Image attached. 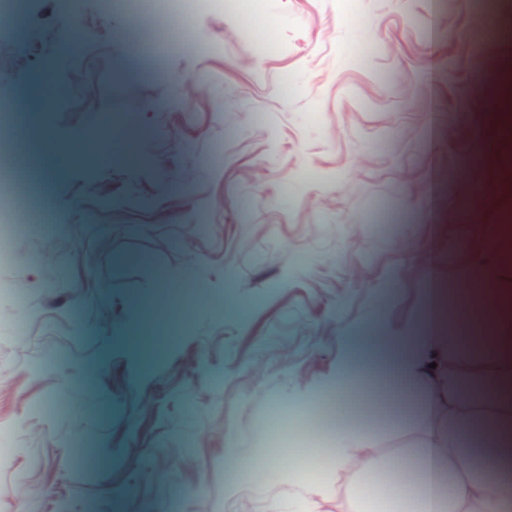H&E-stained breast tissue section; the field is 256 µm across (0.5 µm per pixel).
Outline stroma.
Returning <instances> with one entry per match:
<instances>
[{"label": "stroma", "mask_w": 512, "mask_h": 512, "mask_svg": "<svg viewBox=\"0 0 512 512\" xmlns=\"http://www.w3.org/2000/svg\"><path fill=\"white\" fill-rule=\"evenodd\" d=\"M26 20L25 38L0 22L28 64L0 69V105L36 139L56 218L19 215L27 234L0 243V512H348L320 493L350 483L333 420L302 395L481 261L499 200L473 171L499 149L512 0L205 9L149 80L128 64L152 15L29 0ZM65 33L82 55L61 59ZM104 111L134 114L133 159H82ZM343 406L396 461L400 429L374 431L360 389Z\"/></svg>", "instance_id": "35a3bbf8"}]
</instances>
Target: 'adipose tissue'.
Masks as SVG:
<instances>
[{
  "label": "adipose tissue",
  "instance_id": "1",
  "mask_svg": "<svg viewBox=\"0 0 512 512\" xmlns=\"http://www.w3.org/2000/svg\"><path fill=\"white\" fill-rule=\"evenodd\" d=\"M486 261L467 275L461 296L449 298L440 282L428 281L416 322L390 336L399 372L425 400L418 420L406 423L411 448L404 458L416 472L422 512H512V484L498 481L490 494L485 476L467 465L461 432L475 417L492 426L489 454L512 458V290L501 281L512 269V226L495 224L480 241ZM473 396H463L462 384ZM333 467H355L350 512H382L383 502L362 494L358 483L383 471L373 436L337 423Z\"/></svg>",
  "mask_w": 512,
  "mask_h": 512
}]
</instances>
